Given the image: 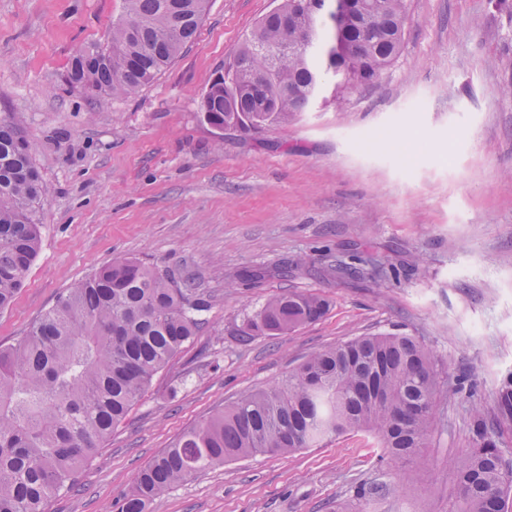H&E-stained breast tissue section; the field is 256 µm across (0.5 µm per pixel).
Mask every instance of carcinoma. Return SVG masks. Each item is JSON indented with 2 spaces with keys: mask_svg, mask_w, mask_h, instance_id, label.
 I'll return each mask as SVG.
<instances>
[{
  "mask_svg": "<svg viewBox=\"0 0 512 512\" xmlns=\"http://www.w3.org/2000/svg\"><path fill=\"white\" fill-rule=\"evenodd\" d=\"M209 0H124L105 42L85 47L63 77L70 89L127 96L152 82L192 41ZM326 0H282L224 64L202 97L204 120L244 136L288 121L316 98L324 76L336 100L374 82L396 60L407 0H348L344 28ZM34 144L0 119V310L38 255L44 189ZM209 301L190 283L138 258L116 257L63 292L17 343L0 345V512H46L74 489L88 461L152 384L201 332ZM314 294L270 297L239 335L276 336L321 319ZM439 380L431 355L397 333L358 336L311 354L276 384L240 395L180 435L138 473L117 512H145L177 483L228 461L311 448L348 430L378 439L404 465L421 458ZM499 410L512 418V377ZM448 512H512V469L482 416L454 463Z\"/></svg>",
  "mask_w": 512,
  "mask_h": 512,
  "instance_id": "obj_1",
  "label": "carcinoma"
}]
</instances>
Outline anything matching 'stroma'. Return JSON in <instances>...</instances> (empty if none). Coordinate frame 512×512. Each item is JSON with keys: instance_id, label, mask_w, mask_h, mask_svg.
<instances>
[{"instance_id": "obj_1", "label": "stroma", "mask_w": 512, "mask_h": 512, "mask_svg": "<svg viewBox=\"0 0 512 512\" xmlns=\"http://www.w3.org/2000/svg\"><path fill=\"white\" fill-rule=\"evenodd\" d=\"M280 0H209L194 37L125 97L67 89L79 48L104 40L123 0H0V118L34 143L41 247L0 344L116 257L157 263L210 303L195 341L159 373L47 512H112L138 471L213 409L267 387L314 352L404 333L441 382L411 489L363 431L319 448L216 466L146 512H448L453 459L482 413L512 465V11L496 0H407L401 53L341 104L244 137L216 136L201 100ZM330 308L278 336L239 329L266 299ZM380 496H367L370 486Z\"/></svg>"}]
</instances>
